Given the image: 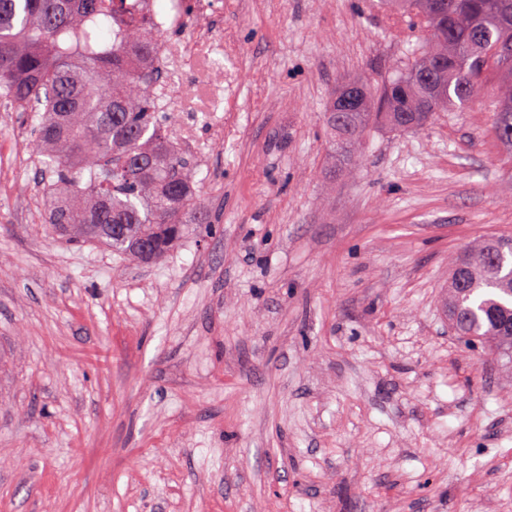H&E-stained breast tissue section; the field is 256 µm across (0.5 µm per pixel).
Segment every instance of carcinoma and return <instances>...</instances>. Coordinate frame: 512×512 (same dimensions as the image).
<instances>
[{
  "label": "carcinoma",
  "instance_id": "carcinoma-1",
  "mask_svg": "<svg viewBox=\"0 0 512 512\" xmlns=\"http://www.w3.org/2000/svg\"><path fill=\"white\" fill-rule=\"evenodd\" d=\"M386 0L388 10L430 32L380 90L361 80L342 83L325 113L343 167L360 164L367 129L425 126L439 112L463 108L491 66L502 100L494 113L499 140L512 146V60L498 44L512 39V0ZM146 19L130 0H0V100L15 112H39L29 150L48 175L49 223L63 238L97 244L142 261L138 245L167 254L187 225L207 220L189 162L170 133L175 112L159 110V71L138 68L153 54ZM440 60L430 84L415 78ZM356 87L355 112L336 103ZM448 328L488 348L512 367V237H488L465 247L448 270L443 297Z\"/></svg>",
  "mask_w": 512,
  "mask_h": 512
}]
</instances>
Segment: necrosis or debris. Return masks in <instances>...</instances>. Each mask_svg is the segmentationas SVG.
I'll return each instance as SVG.
<instances>
[{
	"instance_id": "4bbe7bcc",
	"label": "necrosis or debris",
	"mask_w": 512,
	"mask_h": 512,
	"mask_svg": "<svg viewBox=\"0 0 512 512\" xmlns=\"http://www.w3.org/2000/svg\"><path fill=\"white\" fill-rule=\"evenodd\" d=\"M152 31L160 33L151 65L163 74L154 95L162 111L208 114L224 109V21L216 0H139ZM196 81L186 86L187 71Z\"/></svg>"
}]
</instances>
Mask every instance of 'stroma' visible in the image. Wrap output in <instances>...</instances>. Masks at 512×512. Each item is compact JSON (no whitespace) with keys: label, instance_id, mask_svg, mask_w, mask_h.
Masks as SVG:
<instances>
[{"label":"stroma","instance_id":"stroma-1","mask_svg":"<svg viewBox=\"0 0 512 512\" xmlns=\"http://www.w3.org/2000/svg\"><path fill=\"white\" fill-rule=\"evenodd\" d=\"M210 217L161 262L54 234L0 103V512H512V376L448 330V266L512 236L496 69L331 156L338 84L427 31L376 0H223Z\"/></svg>","mask_w":512,"mask_h":512}]
</instances>
